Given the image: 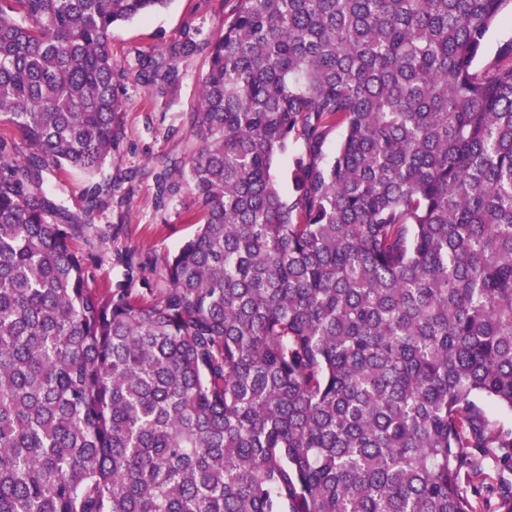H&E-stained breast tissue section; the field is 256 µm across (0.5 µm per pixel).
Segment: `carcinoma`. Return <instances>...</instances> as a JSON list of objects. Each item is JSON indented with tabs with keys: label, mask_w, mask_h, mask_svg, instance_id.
Instances as JSON below:
<instances>
[{
	"label": "carcinoma",
	"mask_w": 512,
	"mask_h": 512,
	"mask_svg": "<svg viewBox=\"0 0 512 512\" xmlns=\"http://www.w3.org/2000/svg\"><path fill=\"white\" fill-rule=\"evenodd\" d=\"M169 0H0V512H477L512 468V0H225L116 68ZM205 54L196 233L158 301L88 288L78 210L126 137L125 82L173 101ZM342 136L333 155L330 135ZM288 157L280 189L277 161ZM227 11L224 0H170L158 12L112 28L108 39L112 62L120 68L138 51L154 54L188 29L196 30L200 39L216 36ZM512 41V16L509 12L504 13L498 21L490 28L486 35L484 53L478 60L477 66L482 67L488 62L494 61L500 48ZM477 469L463 488L478 503L480 512H492L497 493L511 483L512 472L491 454L483 456Z\"/></svg>",
	"instance_id": "obj_1"
}]
</instances>
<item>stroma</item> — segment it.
<instances>
[{"mask_svg":"<svg viewBox=\"0 0 512 512\" xmlns=\"http://www.w3.org/2000/svg\"><path fill=\"white\" fill-rule=\"evenodd\" d=\"M227 11L224 0H169L160 11L113 27L108 39L112 61L126 66L136 53H156L188 29L203 39L217 35ZM180 68L184 78L173 102L151 98L138 84L126 86V138L101 172L105 178L125 177L126 197L123 204L97 217L76 242L86 257L88 287L97 295L126 280L131 265L135 274L128 282L133 294L159 299L168 285V259L197 229L190 221L198 209L190 190L162 205L155 188L157 172L167 166L188 169L196 149L189 116L198 106L205 57L183 59ZM477 469L463 488L481 512H493L498 492L512 483V470L490 454L483 456Z\"/></svg>","mask_w":512,"mask_h":512,"instance_id":"1","label":"stroma"}]
</instances>
